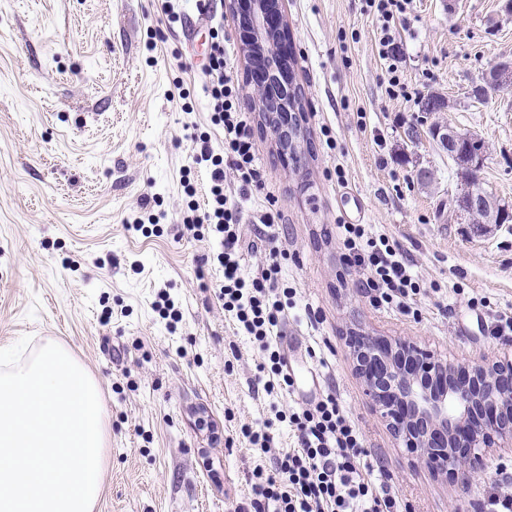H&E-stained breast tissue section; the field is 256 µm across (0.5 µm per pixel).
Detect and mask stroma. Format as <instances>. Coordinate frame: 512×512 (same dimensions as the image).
<instances>
[{"mask_svg":"<svg viewBox=\"0 0 512 512\" xmlns=\"http://www.w3.org/2000/svg\"><path fill=\"white\" fill-rule=\"evenodd\" d=\"M506 0H411L395 36L404 85L385 91L377 21L360 0H283L306 139L283 157L253 116L264 185L244 227L272 211L282 276L296 305L281 347L306 381L281 398L258 381L262 354L239 335L215 294L214 244L180 217L194 144L185 124H208L201 63L223 24L243 107L252 90L238 24L224 0L197 23L195 0H0V349L30 336L67 346L100 385L110 446L97 512H234L251 496L258 455L246 427H269L271 452L297 445L278 411L333 392L364 435L401 512H480L512 491V452L460 488L420 465L366 396L349 331L402 336L452 361L512 359V335H492L512 310V223L473 236L451 199L456 164L429 133L408 141L419 101L445 98L434 120L481 139L479 177L512 207V91L482 103L465 90L512 55ZM187 91L193 114L181 109ZM344 180H337V170ZM432 172L429 185L416 180ZM168 219L134 232L146 198ZM373 226L405 250L427 288L421 319L373 307L336 240L339 222ZM182 319L169 330L159 289Z\"/></svg>","mask_w":512,"mask_h":512,"instance_id":"obj_1","label":"stroma"}]
</instances>
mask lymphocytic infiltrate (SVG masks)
<instances>
[{"mask_svg": "<svg viewBox=\"0 0 512 512\" xmlns=\"http://www.w3.org/2000/svg\"><path fill=\"white\" fill-rule=\"evenodd\" d=\"M366 13L376 16L379 55L385 61L389 88L400 85L396 65L395 24L404 15L408 0H363ZM209 123L224 134L223 152H215L206 132L193 133L194 167L208 171L210 184L205 201H197L193 186L182 221L187 230L208 229L218 239L213 260L224 273L217 297L237 330L257 345L272 377L265 380L267 395L290 390L291 377L277 339L288 317L293 288L285 286L281 266L272 261L250 273L242 264L244 233L241 211L224 191V172L232 170L242 190L262 187V175L250 133V117L232 76L223 38H214L205 71ZM340 239L346 257L364 278L360 286L371 304L402 309L421 317L416 306L421 284L406 255L386 234L362 224H343ZM287 420L298 431V445L273 457L270 466L252 472V497L238 512H397L396 497L384 490L367 460L360 429L338 398L326 393Z\"/></svg>", "mask_w": 512, "mask_h": 512, "instance_id": "1", "label": "lymphocytic infiltrate"}]
</instances>
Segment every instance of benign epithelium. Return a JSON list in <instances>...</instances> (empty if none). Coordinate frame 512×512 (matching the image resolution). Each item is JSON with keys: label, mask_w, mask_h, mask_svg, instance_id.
Wrapping results in <instances>:
<instances>
[{"label": "benign epithelium", "mask_w": 512, "mask_h": 512, "mask_svg": "<svg viewBox=\"0 0 512 512\" xmlns=\"http://www.w3.org/2000/svg\"><path fill=\"white\" fill-rule=\"evenodd\" d=\"M246 29L242 41L248 61L254 50L289 53V30L281 0H226ZM283 60L253 71L254 104L281 146L291 150L299 130L297 87L280 75ZM512 85V62L489 72L467 97L475 103L486 93ZM441 144L462 137L447 124L428 128ZM498 200L479 195L454 203L467 224L495 223ZM350 351L366 393L395 436L433 473L467 483L484 466L479 449L512 447V361L451 363L439 360L416 342L400 337L352 336Z\"/></svg>", "instance_id": "1"}]
</instances>
